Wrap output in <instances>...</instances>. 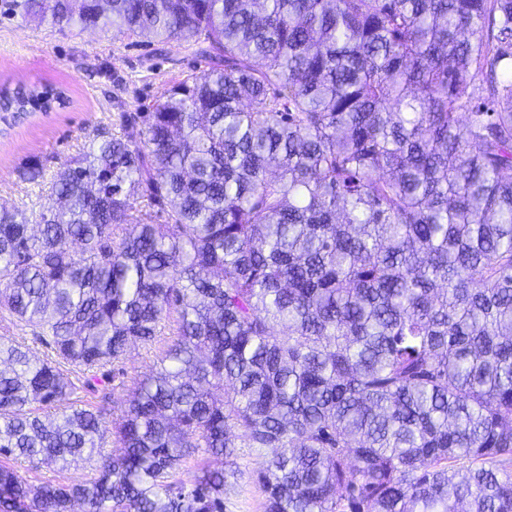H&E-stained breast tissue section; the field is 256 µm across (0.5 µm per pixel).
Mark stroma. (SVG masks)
Segmentation results:
<instances>
[{
  "instance_id": "stroma-1",
  "label": "stroma",
  "mask_w": 512,
  "mask_h": 512,
  "mask_svg": "<svg viewBox=\"0 0 512 512\" xmlns=\"http://www.w3.org/2000/svg\"><path fill=\"white\" fill-rule=\"evenodd\" d=\"M208 67L191 42L161 47L150 35H117L108 21L62 29L48 18L34 22L0 12V81L47 82L66 93L53 111L9 127L0 122V204L36 213L51 207L49 184L22 178L30 159L53 175L99 130H112L120 113L153 111L173 86ZM262 462L258 449H237V477L224 495V512H263L265 494L256 480Z\"/></svg>"
}]
</instances>
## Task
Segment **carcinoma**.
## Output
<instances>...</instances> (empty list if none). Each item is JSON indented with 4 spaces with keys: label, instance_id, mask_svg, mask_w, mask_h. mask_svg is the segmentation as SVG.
Here are the masks:
<instances>
[{
    "label": "carcinoma",
    "instance_id": "carcinoma-1",
    "mask_svg": "<svg viewBox=\"0 0 512 512\" xmlns=\"http://www.w3.org/2000/svg\"><path fill=\"white\" fill-rule=\"evenodd\" d=\"M77 2L3 8L213 66L62 163L58 206L0 204V315L50 349L0 336V512H224L239 446L264 512H512V0ZM154 354V350L140 347L133 351L131 357L123 364L114 367L116 377L112 381V387H114L112 399H114L113 407L115 414H120L122 400L125 397V389L121 386L120 382L124 380L125 384H130L131 378L150 372L155 359ZM118 369H120V374ZM121 370L124 372V376H122Z\"/></svg>",
    "mask_w": 512,
    "mask_h": 512
}]
</instances>
